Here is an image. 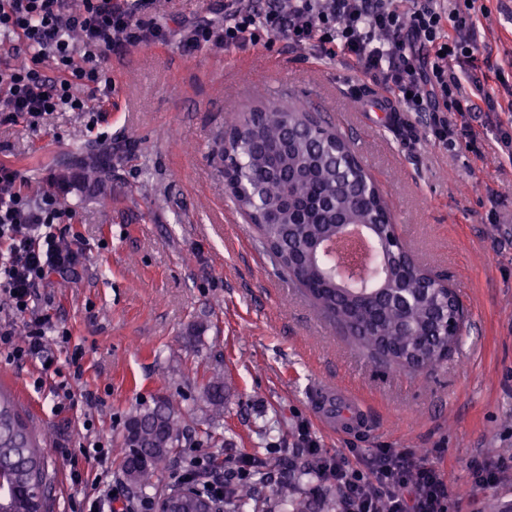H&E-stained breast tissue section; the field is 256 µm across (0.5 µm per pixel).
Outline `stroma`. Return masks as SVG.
<instances>
[{"instance_id":"obj_1","label":"stroma","mask_w":512,"mask_h":512,"mask_svg":"<svg viewBox=\"0 0 512 512\" xmlns=\"http://www.w3.org/2000/svg\"><path fill=\"white\" fill-rule=\"evenodd\" d=\"M225 0H149L138 13L165 42L108 52L112 110L57 112L31 125H0V162L28 186L49 182L58 161L94 157L110 168L99 187L75 189L71 223L83 252L74 272L41 291L66 345L49 341L55 374L0 353V374L19 379L49 434L48 512H82L102 478L118 502L136 506L116 466L78 455L79 445L112 449L128 414L170 398L189 429L181 460L210 454L234 468L244 456L269 460L253 488L259 512H285L301 498L325 512L299 480L310 459L300 425L329 453L348 458L379 448L412 450L438 469L449 512H486L512 497V0H478L475 61L455 63L477 111L452 113L468 136L430 135L432 115L407 112L405 130L359 127L371 79L344 59L324 63L278 38L241 50L191 44L181 20L223 21ZM287 76L294 102L316 115L344 113V135L381 190L414 258L444 275L469 311L460 345L430 374L377 369L340 335L276 266L259 228L229 200L219 154L231 115L276 95L270 74ZM83 352V377L67 358ZM224 377L217 442L204 431L212 413L199 399ZM72 382L79 398L58 409L52 389ZM326 382L357 393L374 424L337 435L317 423L306 400ZM502 462L493 487L475 485L473 467ZM80 470L83 484L71 481Z\"/></svg>"}]
</instances>
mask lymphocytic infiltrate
<instances>
[{"mask_svg":"<svg viewBox=\"0 0 512 512\" xmlns=\"http://www.w3.org/2000/svg\"><path fill=\"white\" fill-rule=\"evenodd\" d=\"M473 3L463 0L445 12L435 0H271L263 9L228 0L223 26H197L191 39L243 47L278 37L317 60L345 58L389 94L393 111L434 113V137L449 140L459 130L447 113L476 108L449 73L451 61L474 55L460 37L474 28ZM164 38L160 28L136 20L131 0H81L75 11L67 0H0V51L10 57L0 67V118L39 120L67 108L105 111L109 89L89 102L75 96V86H100L105 51ZM46 64L54 77L42 75ZM66 216L54 195L32 201L18 170L0 163V300L27 328L18 337L10 322L0 323V348L12 362L48 360L56 325L39 308L38 289L78 260L77 240L63 226ZM301 436L316 490L336 487L343 512H448L437 469L412 453L382 449L354 462L323 453L309 431Z\"/></svg>","mask_w":512,"mask_h":512,"instance_id":"obj_1","label":"lymphocytic infiltrate"}]
</instances>
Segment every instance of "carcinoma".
Returning <instances> with one entry per match:
<instances>
[{"label":"carcinoma","instance_id":"1","mask_svg":"<svg viewBox=\"0 0 512 512\" xmlns=\"http://www.w3.org/2000/svg\"><path fill=\"white\" fill-rule=\"evenodd\" d=\"M221 155L239 188L236 205L254 213L278 265L291 270L324 317L373 356L389 345L418 359L421 372L433 370L448 350V340L432 331L433 320L445 310V297L436 291L439 282L426 283L405 270L377 230L376 260L367 281L339 286L330 274L339 261L316 253L317 244L332 236L339 223H392L374 195L372 176L354 159L350 141L320 121L307 122L302 110L277 100L238 114ZM104 175L103 166L92 162L76 171L75 182L91 189ZM391 284L411 299L406 309L386 295L372 296ZM201 399L215 416L224 415L223 379H209ZM185 436L179 406L159 400L129 414L117 438L121 455L113 464L128 486L142 495L155 489L162 498L172 489H159V476L169 469ZM0 465L12 471L10 512H42L35 491L46 489V457L31 446L22 423L2 414Z\"/></svg>","mask_w":512,"mask_h":512}]
</instances>
